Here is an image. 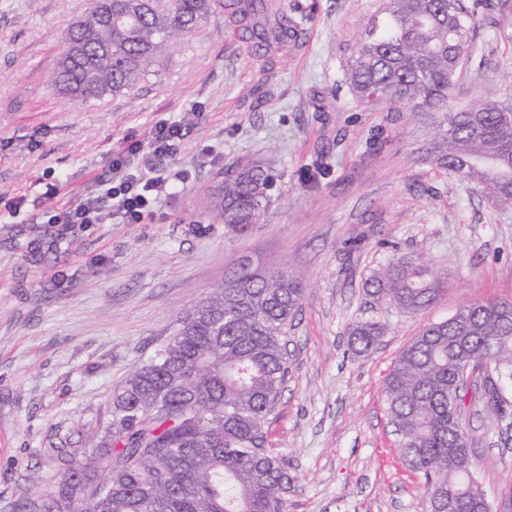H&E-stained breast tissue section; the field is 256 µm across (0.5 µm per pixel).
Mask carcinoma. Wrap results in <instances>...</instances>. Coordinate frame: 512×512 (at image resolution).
Here are the masks:
<instances>
[{
	"mask_svg": "<svg viewBox=\"0 0 512 512\" xmlns=\"http://www.w3.org/2000/svg\"><path fill=\"white\" fill-rule=\"evenodd\" d=\"M479 7L512 25L502 0H476L471 11L450 10L448 0H389L361 36L349 80L362 100L398 103L412 117L440 113L426 160L512 210V112L492 101L451 105ZM219 9L259 52L297 38L273 0H93L64 35L56 84L85 100L129 89ZM269 182L248 167L226 175L214 204L225 226L243 234L259 223ZM447 285L421 254L392 259L365 282L368 295L409 313L430 307ZM304 292L303 278L288 271L234 270L127 375L84 459L74 465L57 451L58 494L27 499L17 512H287L295 477L269 448L263 424L288 376L283 333ZM384 330L358 322L349 345L367 352ZM487 357L492 372L481 373L483 386L502 413L509 400L499 383L512 381V303L467 305L426 326L384 380L402 459L424 479L426 512H448L450 501L466 512L487 503L463 427L466 406L454 396Z\"/></svg>",
	"mask_w": 512,
	"mask_h": 512,
	"instance_id": "1",
	"label": "carcinoma"
}]
</instances>
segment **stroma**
<instances>
[{"instance_id": "1", "label": "stroma", "mask_w": 512, "mask_h": 512, "mask_svg": "<svg viewBox=\"0 0 512 512\" xmlns=\"http://www.w3.org/2000/svg\"><path fill=\"white\" fill-rule=\"evenodd\" d=\"M298 43L251 54L211 15L132 90L98 101L55 84L61 40L92 0H0V512L56 493L58 449L82 454L112 396L185 313L242 264L300 273L288 378L264 430L296 477L288 512H425L383 381L414 336L477 302H512V211L427 163L432 116L361 101L348 64L387 0H276ZM512 103V29L478 17L453 105ZM193 113L155 173L173 186L140 224H60L121 146ZM273 176L259 224L210 206L227 172ZM448 278L406 313L365 291L393 256ZM386 324L366 353L352 325ZM465 429L493 512H512V406L469 401Z\"/></svg>"}]
</instances>
